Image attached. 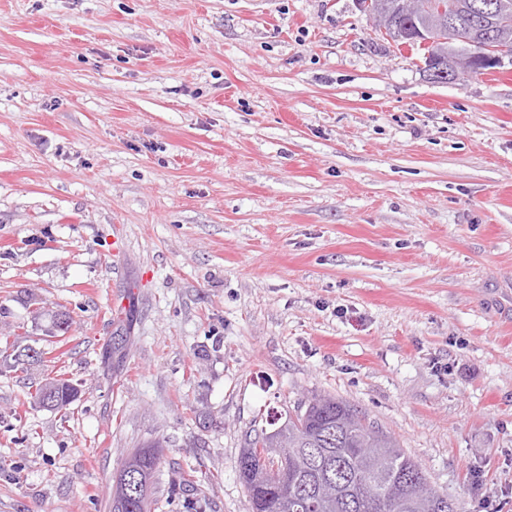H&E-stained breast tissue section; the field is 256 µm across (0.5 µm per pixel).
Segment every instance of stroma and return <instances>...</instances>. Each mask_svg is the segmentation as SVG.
<instances>
[{"label":"stroma","mask_w":512,"mask_h":512,"mask_svg":"<svg viewBox=\"0 0 512 512\" xmlns=\"http://www.w3.org/2000/svg\"><path fill=\"white\" fill-rule=\"evenodd\" d=\"M1 337L0 512H109L153 441L151 512H247L314 394L512 512V69L429 80L357 0H0Z\"/></svg>","instance_id":"1"}]
</instances>
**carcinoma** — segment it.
<instances>
[{"mask_svg":"<svg viewBox=\"0 0 512 512\" xmlns=\"http://www.w3.org/2000/svg\"><path fill=\"white\" fill-rule=\"evenodd\" d=\"M472 0H452L462 28L472 25ZM507 15H491L472 30L512 38V0ZM60 406L70 404L75 387L68 378L54 379ZM291 444L275 455L267 449L268 431L260 429L250 446L240 450L236 471L246 491L248 512H462L446 492L410 507L411 485L427 480L420 466L382 428L367 420L346 401L331 395H314L285 417ZM378 449L380 471L368 465L359 449ZM136 473L154 477L158 463L155 445L134 452ZM111 512H149V497H128L111 502Z\"/></svg>","mask_w":512,"mask_h":512,"instance_id":"cac0c4a2","label":"carcinoma"}]
</instances>
